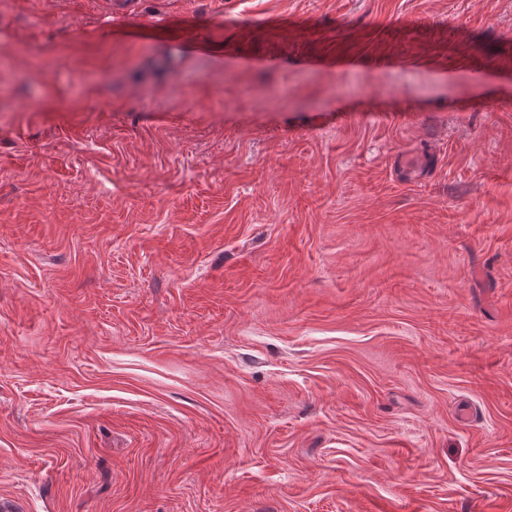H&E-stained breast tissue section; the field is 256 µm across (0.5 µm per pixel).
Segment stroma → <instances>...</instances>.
I'll use <instances>...</instances> for the list:
<instances>
[{
  "instance_id": "1",
  "label": "stroma",
  "mask_w": 512,
  "mask_h": 512,
  "mask_svg": "<svg viewBox=\"0 0 512 512\" xmlns=\"http://www.w3.org/2000/svg\"><path fill=\"white\" fill-rule=\"evenodd\" d=\"M512 512V0H0V501Z\"/></svg>"
}]
</instances>
